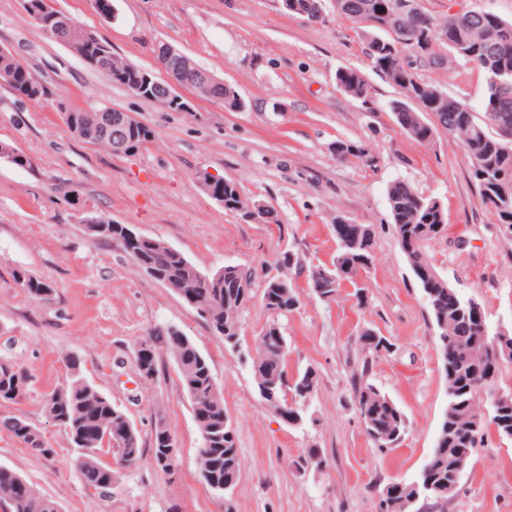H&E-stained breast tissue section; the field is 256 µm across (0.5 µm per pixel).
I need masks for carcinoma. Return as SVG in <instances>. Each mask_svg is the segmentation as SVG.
<instances>
[{"instance_id":"1","label":"carcinoma","mask_w":512,"mask_h":512,"mask_svg":"<svg viewBox=\"0 0 512 512\" xmlns=\"http://www.w3.org/2000/svg\"><path fill=\"white\" fill-rule=\"evenodd\" d=\"M336 10L359 30L370 68L401 90L403 99L390 104L396 124L421 143L431 141L440 128L454 136L468 158L481 203L492 210L496 223L507 225L512 232V20L491 11L469 19L455 14L441 16L427 9L423 0H336ZM452 63L471 65L484 74L487 93L481 117L417 73L422 65L442 67ZM110 68L112 73L106 77L132 89L130 70L136 65L113 53ZM0 83L18 95L31 86L46 95V87L13 57H0ZM336 83L353 97L367 95L368 84L356 70H338ZM118 131L126 143V154L155 138L154 130L138 120ZM219 191L224 194V211L243 220L255 213L258 223H278L276 212L266 207L256 210V204L243 194L237 182L226 179ZM388 200L400 248L426 298L439 345L448 404L422 474L404 484L397 504L380 512H415L411 500L416 496L426 502L430 512H448V500L459 493L465 476L459 469L461 455L474 452L488 431V423L480 413V380L487 375L494 336L481 333L477 319L468 310L448 309V281L438 273L425 250L427 242L445 229L443 208L404 181L389 186ZM128 230L126 224H99L86 227V234L94 242H110L118 247L148 277L180 296L212 333L224 337L225 344L237 346L240 316L254 297L257 268L226 265L222 280L218 281L157 237L146 235L136 243L129 241ZM373 247L371 225H345L333 267H309L308 285L320 298L336 299L339 280H351L369 269ZM15 280L36 300H47L53 293L48 283L24 271L15 272ZM261 301L269 321L250 355L251 372L258 395L273 409L285 402L290 392L302 400L311 396L318 379L310 366L298 372L295 381L288 379V340L280 318L299 304L288 277L265 278ZM359 340L362 350L370 355L391 348L388 339L372 328L364 329ZM142 344L147 346V366L139 375L147 384L158 373V349L165 348L174 358L200 435L199 473L208 474V487L214 492H228L237 482L241 460L236 439L225 436L224 397L209 360L189 336L173 327L149 333ZM69 369L71 380L53 390L54 399L46 401L45 409L67 432L73 447L79 449L74 469L82 483L106 494L117 484L121 471L138 465L146 454L155 459L163 453L167 429L153 430L149 448H144L127 413L83 377L77 361H69ZM369 374L365 361L353 377L354 404L370 421L374 445L381 450L396 448L404 434L405 415L378 386L369 382ZM28 379L21 367L1 358L0 401L16 402L25 393ZM0 428L43 456L54 453L42 433L22 414L1 417ZM105 442L114 454L113 467L98 457ZM0 503L6 504L9 512H60L53 508L55 501L29 484L20 485L12 471H0Z\"/></svg>"}]
</instances>
